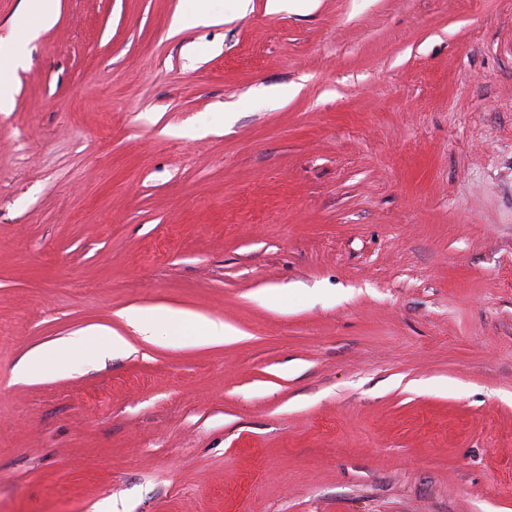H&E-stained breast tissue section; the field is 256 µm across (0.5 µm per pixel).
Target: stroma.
Instances as JSON below:
<instances>
[{
	"instance_id": "1",
	"label": "stroma",
	"mask_w": 512,
	"mask_h": 512,
	"mask_svg": "<svg viewBox=\"0 0 512 512\" xmlns=\"http://www.w3.org/2000/svg\"><path fill=\"white\" fill-rule=\"evenodd\" d=\"M192 4L53 0L12 79L0 512H512V0ZM215 0H194L192 10L181 14L178 23L182 28L194 26H210L220 24L222 21L214 8ZM158 322L168 325L171 332L176 335H179L180 331L186 327L196 328L202 336L214 343H224V340L236 335L235 330L224 323L194 318L170 308H164L158 312ZM103 338L107 340V343L106 346L99 349V351H110L113 355L124 353L130 348L129 343L123 336H119L114 332L110 333L103 330H91L78 339L74 340L72 344L76 347H86L92 344H99V341Z\"/></svg>"
}]
</instances>
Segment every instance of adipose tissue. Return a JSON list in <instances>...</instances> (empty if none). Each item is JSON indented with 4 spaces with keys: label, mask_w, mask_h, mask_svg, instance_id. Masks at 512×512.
Masks as SVG:
<instances>
[{
    "label": "adipose tissue",
    "mask_w": 512,
    "mask_h": 512,
    "mask_svg": "<svg viewBox=\"0 0 512 512\" xmlns=\"http://www.w3.org/2000/svg\"><path fill=\"white\" fill-rule=\"evenodd\" d=\"M53 17L52 0H25L23 9L17 13L14 24L24 32L25 38L20 42L0 46V111L7 109L10 104L12 77L26 62L29 42L39 36L42 27L49 25ZM158 320L168 325L172 333H180L189 327L214 343L224 342L235 335L234 329L224 323L195 318L170 308L161 309Z\"/></svg>",
    "instance_id": "ef3b65f1"
}]
</instances>
